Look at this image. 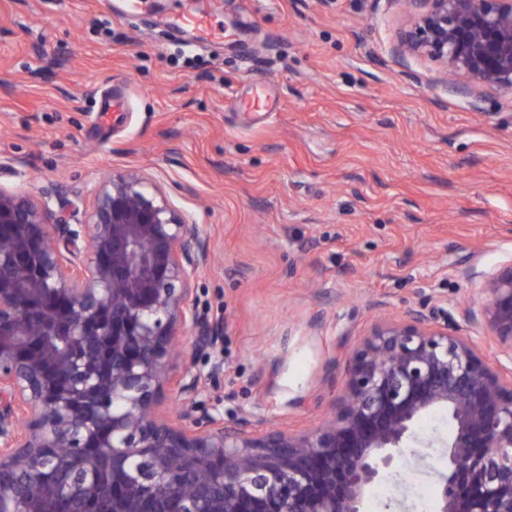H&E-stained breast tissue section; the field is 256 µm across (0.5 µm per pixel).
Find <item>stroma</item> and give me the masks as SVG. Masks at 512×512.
Masks as SVG:
<instances>
[{"label": "stroma", "instance_id": "obj_1", "mask_svg": "<svg viewBox=\"0 0 512 512\" xmlns=\"http://www.w3.org/2000/svg\"><path fill=\"white\" fill-rule=\"evenodd\" d=\"M119 6L0 0V186L82 209L134 169L200 226L197 310L224 324L202 408L316 426L376 322L438 300L461 321L512 262V94L397 57L399 0ZM180 11L236 35L163 26ZM258 92L273 111L241 109Z\"/></svg>", "mask_w": 512, "mask_h": 512}]
</instances>
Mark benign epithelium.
Wrapping results in <instances>:
<instances>
[{"instance_id":"obj_1","label":"benign epithelium","mask_w":512,"mask_h":512,"mask_svg":"<svg viewBox=\"0 0 512 512\" xmlns=\"http://www.w3.org/2000/svg\"><path fill=\"white\" fill-rule=\"evenodd\" d=\"M403 2L400 55L437 63L457 93H512V0ZM213 258L138 171L106 177L79 224L0 187V470L16 475L0 512H364L408 454L428 457L416 427L440 412L453 434L433 512H512V368L439 306L374 324L314 428L199 409L202 375L177 347H222L191 288ZM482 291L463 320L512 362V262Z\"/></svg>"}]
</instances>
